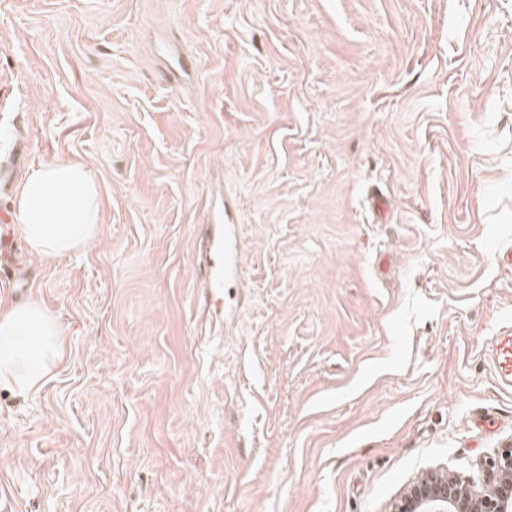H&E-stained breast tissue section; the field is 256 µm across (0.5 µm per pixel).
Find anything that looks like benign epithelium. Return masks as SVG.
I'll return each instance as SVG.
<instances>
[{
	"label": "benign epithelium",
	"mask_w": 512,
	"mask_h": 512,
	"mask_svg": "<svg viewBox=\"0 0 512 512\" xmlns=\"http://www.w3.org/2000/svg\"><path fill=\"white\" fill-rule=\"evenodd\" d=\"M481 487L451 472H427L408 484L389 512H512V444L487 461Z\"/></svg>",
	"instance_id": "obj_1"
}]
</instances>
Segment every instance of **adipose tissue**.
<instances>
[{
	"instance_id": "1",
	"label": "adipose tissue",
	"mask_w": 512,
	"mask_h": 512,
	"mask_svg": "<svg viewBox=\"0 0 512 512\" xmlns=\"http://www.w3.org/2000/svg\"><path fill=\"white\" fill-rule=\"evenodd\" d=\"M100 222L97 186L88 170L58 161L28 172L14 201V223L30 251L43 258L83 249ZM65 338L37 300L0 311V389L37 391L63 353Z\"/></svg>"
}]
</instances>
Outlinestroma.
I'll return each instance as SVG.
<instances>
[{
  "mask_svg": "<svg viewBox=\"0 0 512 512\" xmlns=\"http://www.w3.org/2000/svg\"><path fill=\"white\" fill-rule=\"evenodd\" d=\"M60 159L102 222H0V310L66 337L0 390V512H388L512 443V0H0V213ZM14 223L39 257L83 249L100 224L97 186L88 170L58 161L28 172L16 193ZM225 225L223 226V224ZM224 221V211L209 209L206 224H218L221 227L215 239L214 250L209 262L210 282L212 288H223L224 284L232 280L238 267V246L234 234V224ZM492 362L496 373L505 385L512 386V325L507 324L495 336Z\"/></svg>",
  "mask_w": 512,
  "mask_h": 512,
  "instance_id": "stroma-1",
  "label": "stroma"
}]
</instances>
